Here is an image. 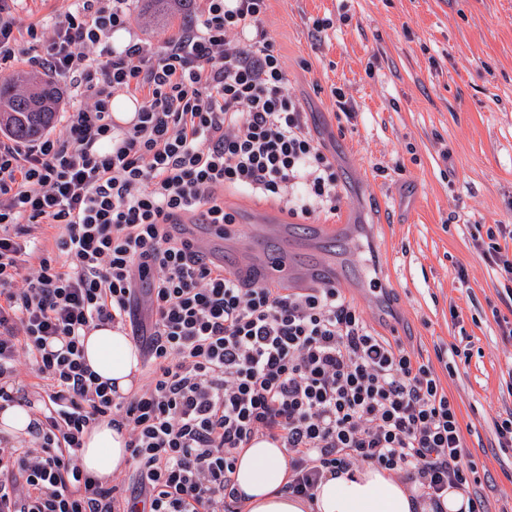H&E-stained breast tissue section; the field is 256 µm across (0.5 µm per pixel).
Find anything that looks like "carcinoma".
I'll return each mask as SVG.
<instances>
[{"label":"carcinoma","instance_id":"carcinoma-1","mask_svg":"<svg viewBox=\"0 0 512 512\" xmlns=\"http://www.w3.org/2000/svg\"><path fill=\"white\" fill-rule=\"evenodd\" d=\"M61 96L52 76L25 73L0 79V132L21 142L40 139L55 126Z\"/></svg>","mask_w":512,"mask_h":512}]
</instances>
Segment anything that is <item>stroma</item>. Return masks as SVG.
Listing matches in <instances>:
<instances>
[{"instance_id": "1", "label": "stroma", "mask_w": 512, "mask_h": 512, "mask_svg": "<svg viewBox=\"0 0 512 512\" xmlns=\"http://www.w3.org/2000/svg\"><path fill=\"white\" fill-rule=\"evenodd\" d=\"M150 8L133 0L125 34L156 46L183 16ZM261 23L341 174L337 211L313 218L343 228L337 288L407 348L458 350L438 375L491 512H512V447L489 445L512 413V278L474 246L512 225V0H268Z\"/></svg>"}]
</instances>
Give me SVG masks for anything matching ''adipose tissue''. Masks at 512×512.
Returning a JSON list of instances; mask_svg holds the SVG:
<instances>
[{
    "label": "adipose tissue",
    "instance_id": "1",
    "mask_svg": "<svg viewBox=\"0 0 512 512\" xmlns=\"http://www.w3.org/2000/svg\"><path fill=\"white\" fill-rule=\"evenodd\" d=\"M84 348L92 371L112 380L118 394L133 393L139 356L128 336L109 326L99 327L86 335ZM127 439V433L99 422L85 433L78 462L100 481H109L129 463ZM290 475L284 448L266 439L253 440L240 451L232 475L242 512H433L402 479L383 468L367 466L327 476L311 501L288 493Z\"/></svg>",
    "mask_w": 512,
    "mask_h": 512
}]
</instances>
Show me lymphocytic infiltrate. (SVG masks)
I'll return each instance as SVG.
<instances>
[{
	"instance_id": "f902f5d3",
	"label": "lymphocytic infiltrate",
	"mask_w": 512,
	"mask_h": 512,
	"mask_svg": "<svg viewBox=\"0 0 512 512\" xmlns=\"http://www.w3.org/2000/svg\"><path fill=\"white\" fill-rule=\"evenodd\" d=\"M266 9L204 0L178 36L117 48L130 0H72L47 36L0 0V71L24 60L82 96L58 135L0 138V403L28 404L23 364L47 396L29 446L0 447V512H241L237 454L260 437L286 449L295 495L367 464L488 512L431 361L372 330L336 286L240 278L185 231L189 218L233 223L228 188L294 218L337 209L336 165L288 92ZM121 92L139 100L125 129L112 123ZM116 324L145 379L128 396L82 354V337ZM105 419L128 433L129 497L77 463Z\"/></svg>"
}]
</instances>
